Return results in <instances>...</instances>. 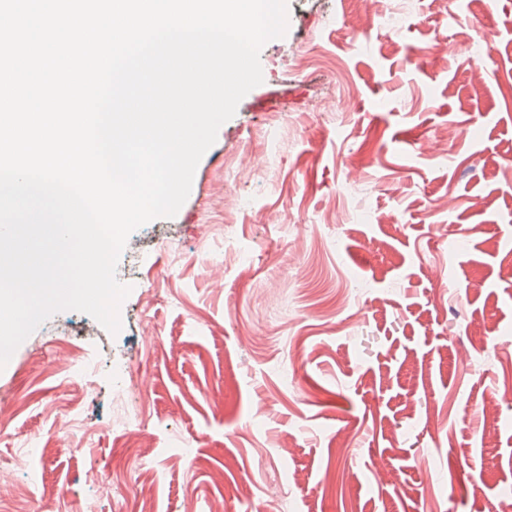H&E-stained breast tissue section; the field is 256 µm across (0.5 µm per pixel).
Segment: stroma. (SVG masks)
<instances>
[{"label": "stroma", "instance_id": "obj_1", "mask_svg": "<svg viewBox=\"0 0 512 512\" xmlns=\"http://www.w3.org/2000/svg\"><path fill=\"white\" fill-rule=\"evenodd\" d=\"M357 10L289 0L183 206L130 235L120 331L64 310L0 370L26 493L0 512L512 495V0H383L361 51ZM443 134L445 156L408 147Z\"/></svg>", "mask_w": 512, "mask_h": 512}]
</instances>
